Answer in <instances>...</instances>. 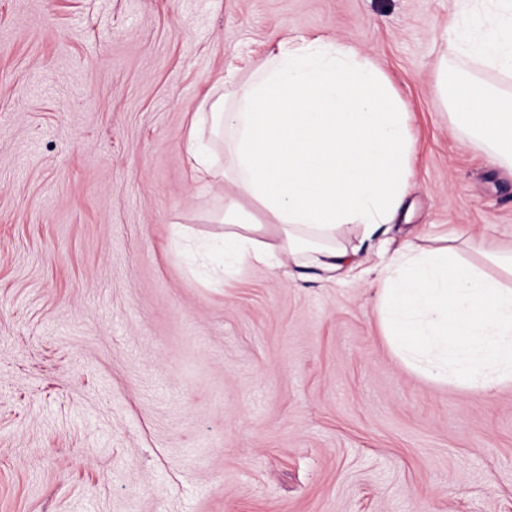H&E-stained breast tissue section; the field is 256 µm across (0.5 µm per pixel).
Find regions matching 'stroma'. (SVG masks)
<instances>
[{
	"label": "stroma",
	"instance_id": "1",
	"mask_svg": "<svg viewBox=\"0 0 512 512\" xmlns=\"http://www.w3.org/2000/svg\"><path fill=\"white\" fill-rule=\"evenodd\" d=\"M457 0H0V512H512V383L405 367L369 267L403 244L512 249V171L443 99L512 91L447 47ZM342 43L409 112L410 188L357 268L209 283L223 185L191 116L282 38Z\"/></svg>",
	"mask_w": 512,
	"mask_h": 512
}]
</instances>
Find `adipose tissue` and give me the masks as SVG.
I'll list each match as a JSON object with an SVG mask.
<instances>
[{
  "label": "adipose tissue",
  "instance_id": "1",
  "mask_svg": "<svg viewBox=\"0 0 512 512\" xmlns=\"http://www.w3.org/2000/svg\"><path fill=\"white\" fill-rule=\"evenodd\" d=\"M460 52L512 72V0L490 30L457 36ZM457 119L512 164V95L476 81L446 88ZM224 153L202 146L207 128ZM192 178L229 183L224 254L253 267L287 262L328 277L353 269L339 243L391 223L402 203L412 153L406 109L364 56L323 38H288L239 93L194 113L188 130ZM499 276L455 249L396 251L378 272L384 336L409 367L437 380L491 392L512 382V253L489 256Z\"/></svg>",
  "mask_w": 512,
  "mask_h": 512
}]
</instances>
